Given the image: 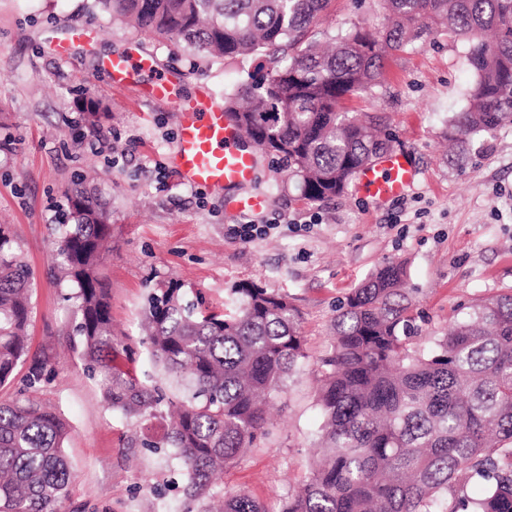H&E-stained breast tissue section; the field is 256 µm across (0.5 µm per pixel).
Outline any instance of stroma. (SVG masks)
<instances>
[{
	"label": "stroma",
	"mask_w": 512,
	"mask_h": 512,
	"mask_svg": "<svg viewBox=\"0 0 512 512\" xmlns=\"http://www.w3.org/2000/svg\"><path fill=\"white\" fill-rule=\"evenodd\" d=\"M381 27L376 0H334L320 29ZM90 28L89 44L62 55L49 45ZM466 46L429 40L391 56L381 85L355 97L353 112L384 113L421 174L418 186L377 206L355 190L308 202L282 190V176L260 157L256 190L270 199L258 221L267 235L236 234L244 214L227 211L223 194L185 185L166 157L179 115L164 99L136 86L113 85L99 61L146 54L190 96L206 86L216 101L237 82L232 60L193 61L178 45L140 35L94 9L90 0H0V224L12 234L34 274L29 355L55 353L47 381L28 387L27 366L0 386V403L19 396L54 412L69 428L66 453L73 481L60 512H203L182 494L183 476L170 450L155 454L133 443L135 420L112 409L102 376L89 375L72 329L75 290L56 277V243L71 221L74 180L95 191L111 213L112 248L102 274L112 322L135 346L138 374H153L139 323L148 295L171 281L187 301L230 311L231 288L249 282L287 294L301 313L306 357L277 398L267 439L248 449L213 486L217 495L243 491L277 512L310 473L322 417L316 406L321 361L331 354L338 302L384 263L408 268V285L426 318L424 336L444 328L460 305L512 289V126L448 149V117L466 104L473 76ZM95 99L111 108L98 128L86 127L78 105Z\"/></svg>",
	"instance_id": "35a3bbf8"
}]
</instances>
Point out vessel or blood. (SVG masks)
I'll return each instance as SVG.
<instances>
[{"mask_svg": "<svg viewBox=\"0 0 512 512\" xmlns=\"http://www.w3.org/2000/svg\"><path fill=\"white\" fill-rule=\"evenodd\" d=\"M105 66L113 81L123 83L140 76L145 81L143 90L147 96L157 99L171 96L167 78L155 70L151 58L133 62L112 57ZM174 108L179 114V128L169 161L182 181L212 191L240 188V195L232 202L233 211L252 214L264 211L269 204L268 196L252 188L257 158L243 149L242 135L225 118L223 108L203 90L195 98L175 101ZM417 175L407 154L393 148L359 171L355 187L375 203L385 204L405 196L414 187Z\"/></svg>", "mask_w": 512, "mask_h": 512, "instance_id": "vessel-or-blood-1", "label": "vessel or blood"}]
</instances>
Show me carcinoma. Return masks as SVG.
I'll return each instance as SVG.
<instances>
[{
    "instance_id": "carcinoma-1",
    "label": "carcinoma",
    "mask_w": 512,
    "mask_h": 512,
    "mask_svg": "<svg viewBox=\"0 0 512 512\" xmlns=\"http://www.w3.org/2000/svg\"><path fill=\"white\" fill-rule=\"evenodd\" d=\"M140 33L210 60L266 58L224 92V112L287 173L288 190L327 201L390 148L377 112L345 99L381 83L388 56L431 35L467 43L474 81L446 136L464 145L512 125V0H379L380 29L314 32L332 0H95ZM73 228L56 249L59 280L76 288L82 357L100 373L113 408L140 422L172 417L151 452L175 450L183 494L210 496L212 475L265 439L266 406L306 358L290 298L243 283L230 313L203 312L171 281L142 315L145 348L166 386L118 363L133 349L114 334L100 271L112 243L104 204L71 189ZM407 266L390 261L336 307L334 349L322 361L320 452L308 480L280 512H512V290L459 307L432 346L420 343ZM32 274L0 224V385L25 361ZM34 361L28 380L48 374ZM69 429L28 399L0 404V512H59L69 494ZM221 512H269L244 492Z\"/></svg>"
}]
</instances>
